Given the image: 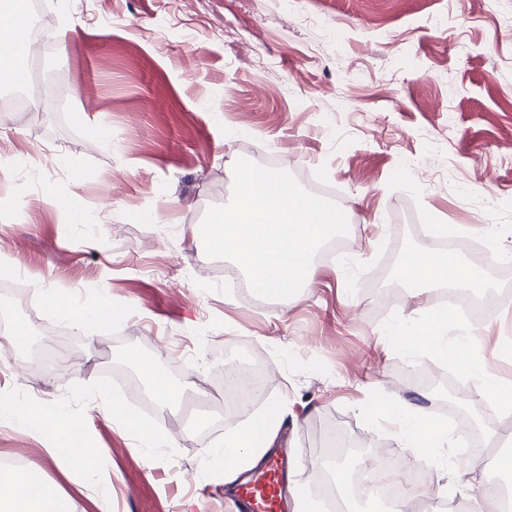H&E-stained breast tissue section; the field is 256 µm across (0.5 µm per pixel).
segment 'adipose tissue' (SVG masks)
<instances>
[{"mask_svg":"<svg viewBox=\"0 0 512 512\" xmlns=\"http://www.w3.org/2000/svg\"><path fill=\"white\" fill-rule=\"evenodd\" d=\"M398 277L412 294H420L426 287L447 282L463 285L467 291L480 293L485 283L480 274L467 268L456 252H412L397 270ZM455 321L448 313L438 312L423 322L401 326L392 336L394 344L403 352L414 355L423 351L448 359L474 382L482 400L481 416L492 422L499 412H512V386L503 385L486 367L478 354L479 344L468 333L454 334ZM282 414L280 406H270L260 418L249 420L242 428L228 435L223 446L207 451L208 465L223 470L228 480H235L238 466L256 462L266 448L276 441ZM390 421L402 447L414 455L434 454L442 446L458 447L459 441L438 430L425 407L400 400L393 404ZM8 425L21 432L39 435L49 454L58 449H74L79 470L87 477L98 478L107 468L101 451L75 446L73 439L80 431L79 421L64 406L34 410L0 401V425ZM234 456L235 464H227V456ZM32 476L16 469L0 473V512H63L58 496L49 488L31 492Z\"/></svg>","mask_w":512,"mask_h":512,"instance_id":"1","label":"adipose tissue"}]
</instances>
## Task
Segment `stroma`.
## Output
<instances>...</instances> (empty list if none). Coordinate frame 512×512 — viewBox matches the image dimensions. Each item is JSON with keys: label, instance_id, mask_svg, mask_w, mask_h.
Masks as SVG:
<instances>
[{"label": "stroma", "instance_id": "obj_1", "mask_svg": "<svg viewBox=\"0 0 512 512\" xmlns=\"http://www.w3.org/2000/svg\"><path fill=\"white\" fill-rule=\"evenodd\" d=\"M51 34L33 68L32 112H0V397L65 406L83 419L112 477V512H234L236 483L199 459L228 425L193 403L216 383L225 345L253 341L273 356L266 402L281 401L278 441L305 485L326 471L330 428L380 443L420 466L384 418L397 399L442 402L473 414L475 391L458 396L407 382L420 357L397 351L389 330L437 312L444 286L410 296L395 270L413 250L441 249L432 225L465 224L472 238L512 253V0H39ZM72 93L59 104L54 88ZM275 161L293 176L341 191L348 245L314 260L311 288L254 309L224 285L192 239L209 207L226 204L238 158ZM96 247H88V239ZM28 296L14 299V271ZM121 318L88 332L65 320L47 291ZM55 325L74 360L33 369L15 326ZM512 315L475 328L486 363L512 381L500 345ZM92 354H85L86 344ZM153 358L183 389L166 407L178 446L146 453L113 421L96 390L113 364L135 371ZM473 487L512 485L503 465L512 414L484 428ZM30 471L67 512H101L100 488L72 455L49 456L37 436L0 426V467ZM431 464L430 490L446 487L460 512L456 473Z\"/></svg>", "mask_w": 512, "mask_h": 512}]
</instances>
